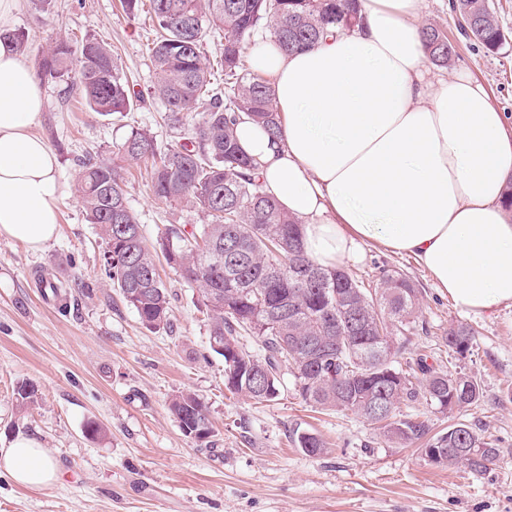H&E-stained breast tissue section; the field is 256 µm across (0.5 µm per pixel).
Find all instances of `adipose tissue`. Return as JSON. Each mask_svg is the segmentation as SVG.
<instances>
[{
  "label": "adipose tissue",
  "mask_w": 512,
  "mask_h": 512,
  "mask_svg": "<svg viewBox=\"0 0 512 512\" xmlns=\"http://www.w3.org/2000/svg\"><path fill=\"white\" fill-rule=\"evenodd\" d=\"M419 2L359 0V25L291 54L256 38L249 65L273 81L280 133L246 120L237 137L312 262L345 268L375 244L413 256L459 310L494 313L512 306V131L470 75L427 81ZM18 7L0 0V237L40 250L57 233L58 161L32 132L46 96L9 38ZM0 471L59 477L24 434Z\"/></svg>",
  "instance_id": "obj_1"
}]
</instances>
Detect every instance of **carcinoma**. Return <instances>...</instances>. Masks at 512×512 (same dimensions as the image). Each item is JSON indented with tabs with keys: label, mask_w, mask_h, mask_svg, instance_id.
Returning a JSON list of instances; mask_svg holds the SVG:
<instances>
[{
	"label": "carcinoma",
	"mask_w": 512,
	"mask_h": 512,
	"mask_svg": "<svg viewBox=\"0 0 512 512\" xmlns=\"http://www.w3.org/2000/svg\"><path fill=\"white\" fill-rule=\"evenodd\" d=\"M452 11L472 23L461 34L490 52L506 44L487 0H452ZM159 29L149 48L156 71L153 94L174 121L196 114L183 140L164 151L153 137L133 128L118 148L119 159L154 158V196L205 215L206 224H170L155 242L142 235L124 189L118 163L80 161L78 191L86 219L98 227L112 253L105 270L127 306L148 329L170 328V293L157 261L164 260L190 287L198 288L209 320L211 350L224 360V384L257 402L277 398L287 368L294 389L313 408L352 412L374 425L384 438L403 444L427 439L422 449L439 466L465 462L474 471L495 464L499 451L464 422L428 436L424 421L400 413V404L423 400L441 411L476 406L482 390L476 379L455 369H435L422 356L401 358L392 335L414 330L420 290L398 272L369 290L342 269L322 268L301 246V223L268 196L253 160L238 148L235 128L245 117L261 123L272 137L280 131L272 83L246 77L242 45L262 28L290 53L310 48L333 26L358 20V0H149ZM223 33L216 64L224 86L210 81L202 56L206 29ZM429 57L442 66L454 53L435 25L422 27ZM77 74L79 94L100 115L125 112L131 90L110 47L93 38L73 45L59 40L39 62L43 80L66 81ZM254 336L262 354L246 350L240 332ZM445 341L459 355L470 351L473 331L462 323L448 327ZM169 409L188 434L208 437L207 407L195 394L172 397ZM308 454L325 442L298 432Z\"/></svg>",
	"instance_id": "obj_1"
}]
</instances>
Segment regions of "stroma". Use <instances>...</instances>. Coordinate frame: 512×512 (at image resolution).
Wrapping results in <instances>:
<instances>
[{
	"label": "stroma",
	"instance_id": "1",
	"mask_svg": "<svg viewBox=\"0 0 512 512\" xmlns=\"http://www.w3.org/2000/svg\"><path fill=\"white\" fill-rule=\"evenodd\" d=\"M421 22L457 43L448 66L428 63V79L471 74L512 127V43L491 53L460 37L449 0H423ZM15 26L28 36L25 56L34 66L62 37L109 44L145 98L130 111L100 116L80 104L75 83L42 84L47 103L33 132L58 157L60 216L42 250L0 237V448L17 434L34 436L60 476L50 485L20 486L0 472V512H512V307L491 316L461 313L407 255L370 249L352 268L370 289L391 270L420 288L427 331L411 337L405 352L429 354L430 364L477 378L483 401L460 414L424 403L405 412L435 432L462 420L492 440L500 458L483 473L430 464L416 446L385 440L360 416L311 408L289 375L271 402L231 393L224 361L209 349L197 289L159 264L173 328L142 325L105 274L106 244L86 222L76 189L80 159L116 161L131 129L146 131L162 149L187 137L195 122L191 115L165 120L162 103L149 94L156 81L150 14L127 16L120 0H54L46 15L33 0H20ZM124 167L129 205L147 241L169 224L202 223L201 214L155 198L145 162ZM41 274L59 285V299H45ZM457 321L476 331L462 356L444 340ZM24 382L37 389L25 409L16 400ZM182 391L208 407L213 434L206 441L185 435L168 409ZM90 421L99 435L86 433ZM298 430L318 434L326 452L297 448Z\"/></svg>",
	"mask_w": 512,
	"mask_h": 512
}]
</instances>
